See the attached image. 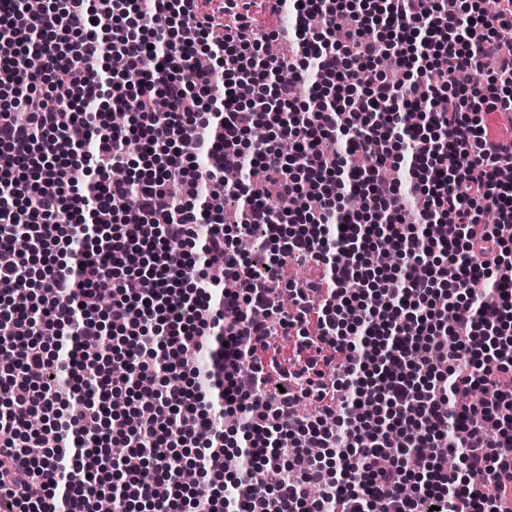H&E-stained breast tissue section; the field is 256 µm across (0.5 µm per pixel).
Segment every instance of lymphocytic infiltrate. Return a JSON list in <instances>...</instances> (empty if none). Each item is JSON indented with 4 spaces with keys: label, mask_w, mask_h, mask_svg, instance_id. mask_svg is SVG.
Here are the masks:
<instances>
[{
    "label": "lymphocytic infiltrate",
    "mask_w": 512,
    "mask_h": 512,
    "mask_svg": "<svg viewBox=\"0 0 512 512\" xmlns=\"http://www.w3.org/2000/svg\"><path fill=\"white\" fill-rule=\"evenodd\" d=\"M209 2L0 0V42L37 47L0 59V98L27 111L0 109V250L21 233L67 255L0 263V295L43 298L0 315V512L105 494L114 512H512V134L469 120L512 113V0ZM283 37L316 88L268 54ZM61 69L68 94L40 91ZM102 98L136 123L90 111ZM135 155L155 169L113 180ZM216 197L235 220L199 234ZM255 469L277 475L260 496Z\"/></svg>",
    "instance_id": "1"
}]
</instances>
